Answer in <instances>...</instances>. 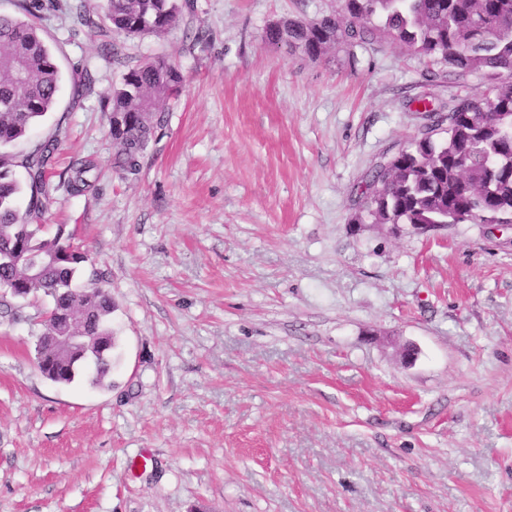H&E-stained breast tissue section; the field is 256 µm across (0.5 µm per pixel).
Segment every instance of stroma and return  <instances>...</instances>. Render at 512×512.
<instances>
[{"label":"stroma","mask_w":512,"mask_h":512,"mask_svg":"<svg viewBox=\"0 0 512 512\" xmlns=\"http://www.w3.org/2000/svg\"><path fill=\"white\" fill-rule=\"evenodd\" d=\"M336 5L191 0L137 37L43 12L59 90L17 150L97 166L45 221L112 295V386L39 371L48 299L0 314V512H512V230L356 222L450 90L392 44L267 38ZM158 57L186 82L120 178L101 103Z\"/></svg>","instance_id":"stroma-1"}]
</instances>
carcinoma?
Here are the masks:
<instances>
[{
  "label": "carcinoma",
  "mask_w": 512,
  "mask_h": 512,
  "mask_svg": "<svg viewBox=\"0 0 512 512\" xmlns=\"http://www.w3.org/2000/svg\"><path fill=\"white\" fill-rule=\"evenodd\" d=\"M34 16L60 8L59 0H18ZM77 11L88 29L97 22L82 6ZM182 0H108L106 18L129 36L163 34L178 24ZM379 23H374V20ZM273 43L293 44L316 59L337 46L353 48L389 39L427 59V83L454 87L470 76L484 88L456 92L437 107L417 99L428 123L394 154L383 157L366 177L360 223L373 224H512V0H339V7L311 21L282 20L270 26ZM20 51L28 73L16 80L0 73V285L26 288L62 308L80 296L73 287L78 264L70 237L58 230L44 233L42 216L49 196L59 187L81 194L93 186L94 165L85 160L69 168L67 179L53 184L47 177L58 149L48 140L20 157L11 147L51 110L59 86L58 68L37 27L0 14V55ZM184 76L165 58L150 60L126 73L102 104L112 138V168L122 176L138 170L140 158L164 125L163 106L180 91ZM28 170L44 198H32L21 209L23 187L14 167ZM86 288L93 299L74 312L75 329L86 326L76 358L66 361L56 349L36 342L37 366L57 384L73 382L80 364L94 362L98 384L110 370L109 354L99 344L112 342L109 328L115 304L99 291L91 274Z\"/></svg>",
  "instance_id": "obj_1"
}]
</instances>
